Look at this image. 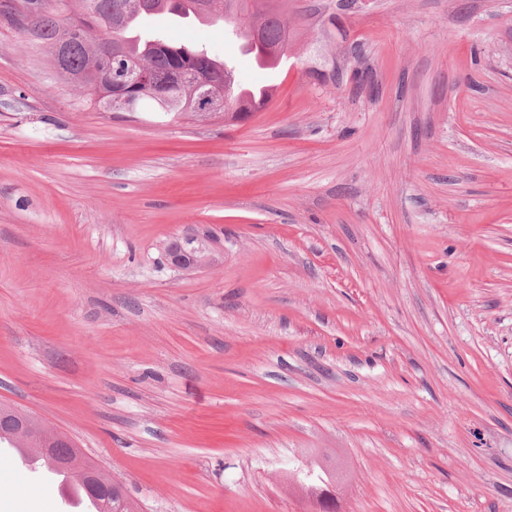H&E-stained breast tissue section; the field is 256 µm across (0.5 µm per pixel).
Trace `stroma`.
Wrapping results in <instances>:
<instances>
[{"instance_id":"1","label":"stroma","mask_w":512,"mask_h":512,"mask_svg":"<svg viewBox=\"0 0 512 512\" xmlns=\"http://www.w3.org/2000/svg\"><path fill=\"white\" fill-rule=\"evenodd\" d=\"M292 48L146 17L246 120L74 108L0 32V402L139 512H512V0H259ZM218 260L175 272L184 232ZM0 447V512H67ZM314 478L300 484L310 494L314 504L322 509L319 512H335L336 499L332 488L336 482L335 472L317 461H311Z\"/></svg>"}]
</instances>
